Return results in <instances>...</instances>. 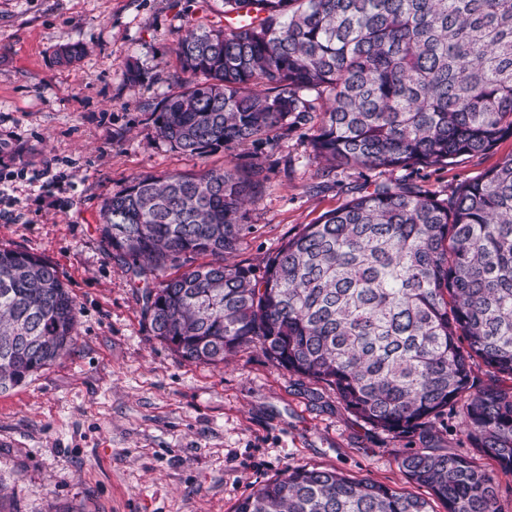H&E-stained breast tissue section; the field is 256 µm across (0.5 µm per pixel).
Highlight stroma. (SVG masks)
Returning a JSON list of instances; mask_svg holds the SVG:
<instances>
[{
    "instance_id": "1",
    "label": "stroma",
    "mask_w": 512,
    "mask_h": 512,
    "mask_svg": "<svg viewBox=\"0 0 512 512\" xmlns=\"http://www.w3.org/2000/svg\"><path fill=\"white\" fill-rule=\"evenodd\" d=\"M221 21L220 0H0V248L53 264L77 304L71 351L0 393V512H232L285 467L334 468L423 498L398 464L406 448L467 455L495 479L512 512V475L462 434L460 405L429 433L388 434L346 411L335 390L243 347L214 367L183 359L154 336L141 290L98 231L103 200L135 175L197 173L263 161V194L233 262L261 267L301 225L345 204L356 187L411 178L438 197L512 155L490 152L442 166L344 168L314 158L304 126L275 145L173 149L151 112L176 94L174 49L187 17ZM85 54L57 64V50ZM49 170L43 185L32 172Z\"/></svg>"
}]
</instances>
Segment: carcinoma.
<instances>
[{"instance_id":"obj_1","label":"carcinoma","mask_w":512,"mask_h":512,"mask_svg":"<svg viewBox=\"0 0 512 512\" xmlns=\"http://www.w3.org/2000/svg\"><path fill=\"white\" fill-rule=\"evenodd\" d=\"M189 19L181 91L153 109L158 136L196 155L272 144L311 125L315 157L412 169L486 153L512 136V0H222ZM83 48L67 45L69 65ZM323 101L313 115L309 97ZM267 168L137 175L106 198L99 231L144 282L155 336L218 365L251 343L275 365L336 390L388 433L422 430L466 396L464 435L512 474V155L448 199L402 181L362 189L304 224L261 271L222 261ZM220 261L188 267L195 255ZM77 306L50 262L0 248V393L67 354ZM467 345H462L461 340ZM479 358L493 383L475 389ZM406 478L446 512H500L494 478L436 448L400 454ZM233 512H433L428 500L334 469L287 467Z\"/></svg>"}]
</instances>
